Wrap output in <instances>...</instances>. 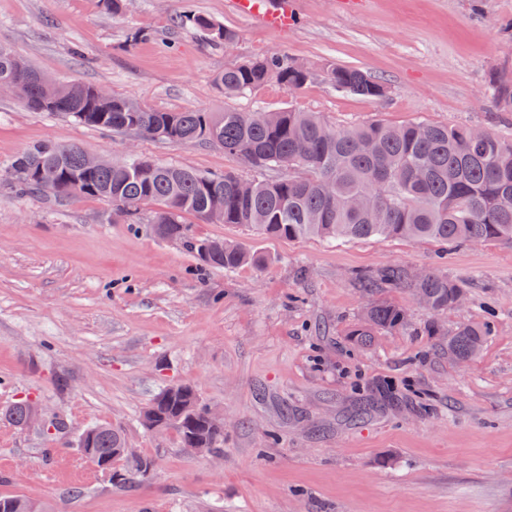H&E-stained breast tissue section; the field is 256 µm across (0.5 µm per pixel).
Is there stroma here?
<instances>
[{
    "instance_id": "stroma-1",
    "label": "stroma",
    "mask_w": 512,
    "mask_h": 512,
    "mask_svg": "<svg viewBox=\"0 0 512 512\" xmlns=\"http://www.w3.org/2000/svg\"><path fill=\"white\" fill-rule=\"evenodd\" d=\"M191 5L236 32L232 51L177 27L182 0H130L117 17L102 0H0V45L61 82L171 111L290 107L332 125L424 121L512 139V114L487 91L493 75L512 77V0H296L281 31L229 0ZM138 27L152 38L129 44ZM272 53L307 65L310 82L225 97V66ZM328 62L379 78L386 97L336 91ZM43 141L116 158L123 139L0 95V170ZM135 146L204 174L252 175L212 143ZM185 222L195 238L241 241L270 260L202 268L110 202L21 197L0 181V408L26 399L45 419L23 431L0 421V495L51 512H512V247L267 240ZM393 264L448 275L466 300L435 315L385 289L379 299L402 306L407 327L358 349L348 333L367 298L354 275ZM488 318L480 355L450 363L443 333ZM173 383L223 410L217 454L142 428L140 411ZM102 423L154 461L138 486L112 487L78 453L77 437Z\"/></svg>"
}]
</instances>
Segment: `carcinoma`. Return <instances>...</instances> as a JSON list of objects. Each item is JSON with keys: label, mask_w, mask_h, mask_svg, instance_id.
I'll return each instance as SVG.
<instances>
[{"label": "carcinoma", "mask_w": 512, "mask_h": 512, "mask_svg": "<svg viewBox=\"0 0 512 512\" xmlns=\"http://www.w3.org/2000/svg\"><path fill=\"white\" fill-rule=\"evenodd\" d=\"M180 24L205 34L213 46L229 47L235 31L190 10ZM23 71L37 72L14 51L0 46V79ZM328 82L338 91L381 98L386 86L366 71L329 62ZM275 80L289 90L310 81L303 64L272 53L224 68L217 83L226 96H238ZM489 93L503 112H512V82L496 78ZM18 99L29 109L63 114L86 126L117 135L135 133L165 142L218 144L257 171L302 172L276 178L244 180L234 172L203 174L163 164L139 154L108 169L88 170L77 145L36 143L11 162L8 183L16 194L41 192L31 177L41 165H53L59 182L53 197L63 200L95 197L112 203L116 211L138 218L146 206L153 211L156 234L181 242L203 265L232 272L243 265L257 268L269 256L237 241L212 250L214 241L191 237L183 221L187 214L207 223L206 214L218 205L224 223L239 224L263 238H318L327 243L400 238L441 246L512 245V139L491 130L478 137L470 126L370 120L357 126L334 127L315 112L290 107L253 112L168 111L142 104L83 83L70 84L67 96L27 81ZM362 291L372 296L384 288H405L413 298L424 296L428 309L442 314L456 306L464 288L434 269L417 275L409 268L390 265L377 274L358 273ZM404 310L392 303H369L359 325L351 331L353 343L368 348L382 331L405 328ZM490 324H463L447 333L448 353L468 361L482 351ZM31 403L20 401L0 410V419L18 429L27 428ZM155 422L175 431L184 448L224 444V427L209 424L197 390L185 385L173 392L166 387L140 412L143 428ZM122 431L97 424L85 429L76 448L87 458L121 462L118 488H132L152 466L149 459L118 451L125 448ZM0 512H45L22 495H0Z\"/></svg>", "instance_id": "cac0c4a2"}]
</instances>
